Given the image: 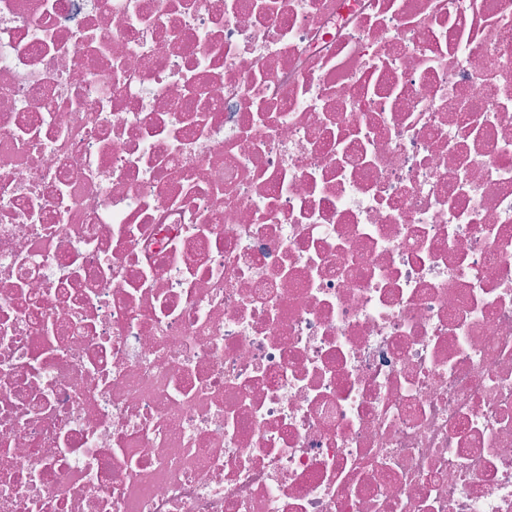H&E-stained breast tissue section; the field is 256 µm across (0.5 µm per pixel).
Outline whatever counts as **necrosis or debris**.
I'll list each match as a JSON object with an SVG mask.
<instances>
[{"instance_id": "4bbe7bcc", "label": "necrosis or debris", "mask_w": 512, "mask_h": 512, "mask_svg": "<svg viewBox=\"0 0 512 512\" xmlns=\"http://www.w3.org/2000/svg\"><path fill=\"white\" fill-rule=\"evenodd\" d=\"M0 512H512V0H0Z\"/></svg>"}]
</instances>
